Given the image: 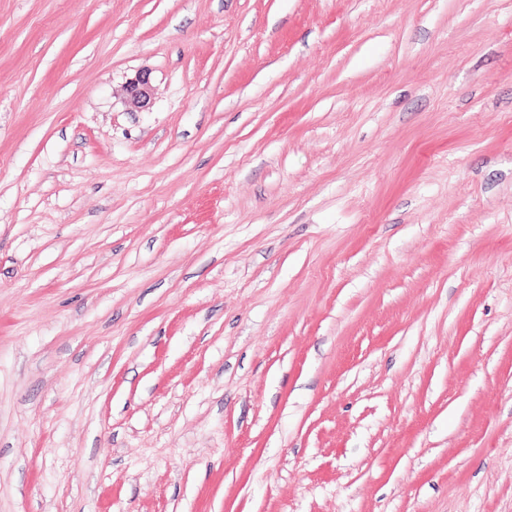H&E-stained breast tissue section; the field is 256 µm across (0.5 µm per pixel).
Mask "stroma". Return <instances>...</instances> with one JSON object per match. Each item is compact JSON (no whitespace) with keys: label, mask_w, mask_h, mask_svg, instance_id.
I'll use <instances>...</instances> for the list:
<instances>
[{"label":"stroma","mask_w":512,"mask_h":512,"mask_svg":"<svg viewBox=\"0 0 512 512\" xmlns=\"http://www.w3.org/2000/svg\"><path fill=\"white\" fill-rule=\"evenodd\" d=\"M0 512H512V0H0ZM129 101L135 107H143L150 99V85L147 73L139 74L134 80H130L126 87Z\"/></svg>","instance_id":"1"}]
</instances>
